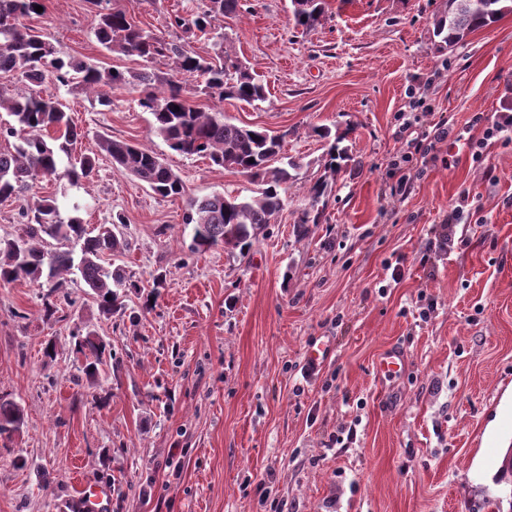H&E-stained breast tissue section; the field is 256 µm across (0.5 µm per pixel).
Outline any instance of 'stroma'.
I'll return each instance as SVG.
<instances>
[{
  "instance_id": "obj_1",
  "label": "stroma",
  "mask_w": 512,
  "mask_h": 512,
  "mask_svg": "<svg viewBox=\"0 0 512 512\" xmlns=\"http://www.w3.org/2000/svg\"><path fill=\"white\" fill-rule=\"evenodd\" d=\"M327 3L310 31L295 25L290 0H240L215 23L268 87L257 108L223 101L225 115L282 135L299 165L288 206L244 256L191 252L184 213L190 197L250 195L247 176L171 150L132 89L40 85L81 129L76 154L103 136L147 144L185 195L159 197L104 156L80 188L44 182L79 204L88 227L123 217L116 262L141 290L107 318L71 281L48 320L39 288L0 282V398L25 417L0 443V512H76L91 485L107 489V512H493L506 490L493 461L508 446L498 425L512 417V130L477 157L450 139L467 128L481 137L473 116L512 106V13L441 52L432 18L442 0ZM116 4L212 54V39L173 23L207 0ZM43 5L28 23L57 57L142 69L98 43L89 0ZM317 126L346 152L338 171ZM439 127L449 137L432 155L408 145ZM318 182L319 221L298 236ZM86 323L112 349L92 386L79 380L73 338ZM316 342L330 355L311 374ZM392 347L405 368L379 379L374 363Z\"/></svg>"
}]
</instances>
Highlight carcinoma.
Returning a JSON list of instances; mask_svg holds the SVG:
<instances>
[{
    "label": "carcinoma",
    "instance_id": "1",
    "mask_svg": "<svg viewBox=\"0 0 512 512\" xmlns=\"http://www.w3.org/2000/svg\"><path fill=\"white\" fill-rule=\"evenodd\" d=\"M41 2L0 0V73H13L21 83L13 90L0 88V112L10 117L0 124V141L15 139L9 150H0V203L24 194L32 198L23 212L20 232L0 238V281L23 278L43 290L45 316L51 318L58 312L53 297L75 276L89 288L100 313L118 312L124 298L139 284L127 277L122 267L104 259L125 251L117 225L91 234L80 218H62L57 197L39 195L38 183L53 178L77 186L95 172L101 153L109 157L114 170L137 179L161 197H180L184 192L180 176L142 144L103 138L99 153L72 160L73 146L80 138L72 117L59 100L30 91L50 76L62 86L77 79L86 91L100 85L141 89L138 105L152 115V132L172 150L202 156L212 166L244 173L257 182V191L249 197L216 192L186 201L185 223L194 225L193 252H206L218 245L242 253L249 249L271 218L288 206V183L293 180L290 170L299 165L293 161L285 167L277 165L283 159V137L237 125L217 108H195L189 104V96L201 93L256 107L266 100L260 76L240 60L224 34H216L214 54L202 57L140 27L126 11L112 5V0H90L97 7L94 34L106 50L146 62L167 58L177 73L198 83L183 86L173 80L163 82L146 69L126 76L83 60L64 61L55 56L54 47L37 29L25 23ZM290 2L295 24L306 30L325 19V0ZM238 4L239 0H210L207 12L190 21L177 17L175 23L187 31L193 27L201 32L212 30L216 17L235 14ZM508 12H512V0H443L432 20V35L438 48L451 49L470 32L496 23ZM324 191L322 183L311 187L310 206L297 220L299 232L317 223L313 212ZM76 335L80 336L79 350L91 356L83 375L94 382L106 343L87 325ZM23 422L20 405L0 400V437L11 436Z\"/></svg>",
    "mask_w": 512,
    "mask_h": 512
}]
</instances>
